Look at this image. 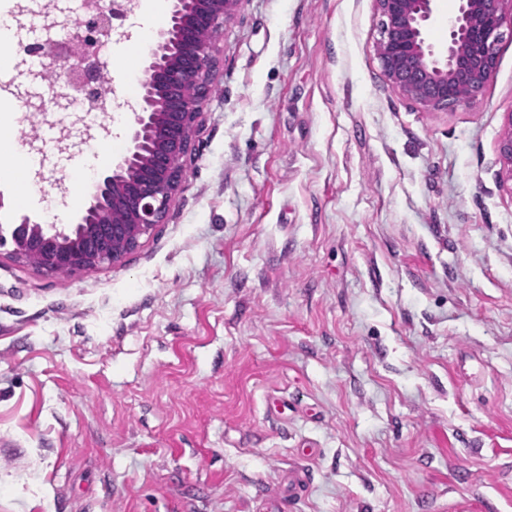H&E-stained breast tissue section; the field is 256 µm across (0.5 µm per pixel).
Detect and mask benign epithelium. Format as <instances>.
I'll use <instances>...</instances> for the list:
<instances>
[{
	"label": "benign epithelium",
	"instance_id": "benign-epithelium-1",
	"mask_svg": "<svg viewBox=\"0 0 512 512\" xmlns=\"http://www.w3.org/2000/svg\"><path fill=\"white\" fill-rule=\"evenodd\" d=\"M245 0H172L169 20L146 56L136 113L124 153L97 177L74 224H42L28 215L11 233L13 252L55 274L115 265L164 222L184 176L181 165L195 133L199 105L210 92L219 29ZM383 17L378 59L387 85L429 112L479 97L497 66L506 0H458L448 43L435 50L426 29L436 0H374ZM192 83L197 96L182 87ZM501 183H512V112L498 142ZM124 212L116 223L112 212Z\"/></svg>",
	"mask_w": 512,
	"mask_h": 512
}]
</instances>
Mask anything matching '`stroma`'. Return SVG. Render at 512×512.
<instances>
[{"label":"stroma","instance_id":"35a3bbf8","mask_svg":"<svg viewBox=\"0 0 512 512\" xmlns=\"http://www.w3.org/2000/svg\"><path fill=\"white\" fill-rule=\"evenodd\" d=\"M141 11L110 79L139 112ZM374 0H244L163 224L51 275L0 247V512H512V37L468 106L386 84ZM0 137L34 153L5 212L72 222L104 170L62 80L27 65ZM67 129L68 145L58 140ZM65 215H58V208ZM498 159L501 164L500 182L503 186L510 182L508 188L512 195V112L508 113L507 122L498 142Z\"/></svg>","mask_w":512,"mask_h":512}]
</instances>
